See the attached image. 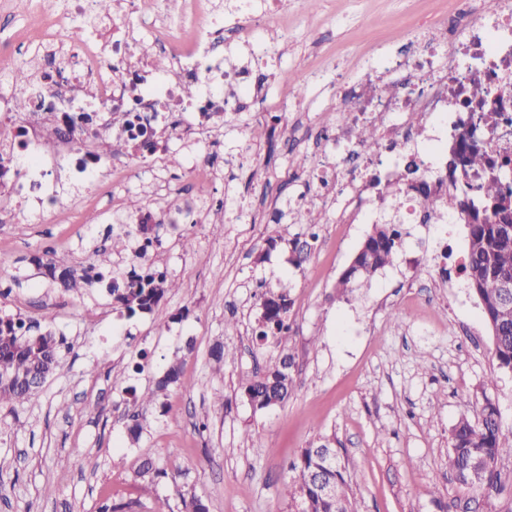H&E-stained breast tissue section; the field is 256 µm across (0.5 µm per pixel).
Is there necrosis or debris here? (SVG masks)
<instances>
[{
  "mask_svg": "<svg viewBox=\"0 0 512 512\" xmlns=\"http://www.w3.org/2000/svg\"><path fill=\"white\" fill-rule=\"evenodd\" d=\"M280 0H237L233 17L237 31L264 50V37L279 12ZM71 15V14H70ZM70 15L52 14L41 30L44 52L39 79L30 90V106L19 112L14 93L0 91V166L12 170L16 158L28 163V181L0 184V208H12L29 194L53 201L47 176L94 151L95 134L134 121L145 128L166 129L165 113L191 111L183 123L185 140H196L214 116L228 105L236 109L272 111L270 89L247 69L224 66V18L211 15L194 31L159 21H146L137 11L124 14L112 29V40L97 44L82 35H68ZM151 36L171 66L154 70L138 55L137 43ZM390 82L392 92L374 95L377 81ZM512 0H498L488 11L484 0H458L443 22L425 26L417 47L401 53L383 71L369 69L348 79L338 94L336 119L315 135L316 173L302 176L301 194H313L321 209L338 224H352L370 215L377 196L366 178L369 166L388 158L386 176L398 178L408 159L421 160L420 180L440 184L464 200L471 212L483 213L480 186L496 182L512 193ZM192 84L199 97L186 107L181 89ZM482 95H473V87ZM428 114L433 133L420 138L413 113ZM69 116L70 138L44 140V123ZM380 134L375 152H365L356 137L361 126ZM479 155L480 169L465 161Z\"/></svg>",
  "mask_w": 512,
  "mask_h": 512,
  "instance_id": "necrosis-or-debris-1",
  "label": "necrosis or debris"
}]
</instances>
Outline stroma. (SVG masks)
<instances>
[{"label":"stroma","instance_id":"obj_1","mask_svg":"<svg viewBox=\"0 0 512 512\" xmlns=\"http://www.w3.org/2000/svg\"><path fill=\"white\" fill-rule=\"evenodd\" d=\"M44 2L63 7L62 0H0V56L28 67ZM451 2L320 0L311 10L304 0H283L266 60L233 34L224 46L228 60L267 76L278 116L225 113L213 150L171 131L167 151L135 157L125 171L120 208L101 193L113 179L105 168L94 187L57 175L64 206L32 200L0 211V278L21 280L0 297V312L40 322L63 341L62 369L39 402L0 406V512H99L108 500L150 507L159 498L183 512L194 495L210 512H288L289 465L325 437L342 450L361 512H512V458L500 461L495 490L462 487L448 472L452 429L460 416L479 419L483 396L497 402L502 428L512 432V372L497 367L480 302L463 279L446 285L439 275L447 247L467 250L465 225H410L393 264L349 292L338 280L371 220L340 225L324 217L311 227L263 211L267 202L287 208L296 194L292 160L312 153L290 140L292 117L302 115L310 135L334 119L305 74L378 67L385 49L411 45ZM258 125L271 129V140L252 141ZM208 151L216 155L213 179L194 170L196 155ZM173 155L180 166L170 165ZM145 213L164 225L155 261L179 284L150 314L127 318L102 285L78 293L53 287L29 262L36 254L85 265L94 250L111 248L119 221ZM216 222L221 232H213ZM313 232L310 259L294 266V240ZM284 283L296 389L286 404L257 410L241 381L277 356L255 341L254 328L262 295ZM230 321L236 330H226ZM219 342L235 355L221 369L209 357ZM143 349L149 363L131 374ZM175 357L183 385L160 397L140 447H128L137 407L126 386L151 388ZM146 448L156 473L141 470Z\"/></svg>","mask_w":512,"mask_h":512}]
</instances>
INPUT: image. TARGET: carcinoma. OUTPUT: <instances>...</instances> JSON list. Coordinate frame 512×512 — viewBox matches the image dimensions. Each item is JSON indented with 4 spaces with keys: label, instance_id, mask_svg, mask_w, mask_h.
<instances>
[{
    "label": "carcinoma",
    "instance_id": "cac0c4a2",
    "mask_svg": "<svg viewBox=\"0 0 512 512\" xmlns=\"http://www.w3.org/2000/svg\"><path fill=\"white\" fill-rule=\"evenodd\" d=\"M0 73L9 76L19 87L31 83L30 71L17 66L8 57H0ZM357 139L364 150L370 152L378 145V132L363 126ZM156 148L157 142L152 138L136 142L116 127L97 137L96 151L90 157L99 162L122 154L152 153ZM483 194L487 202L496 201L498 205L486 211L481 223L469 225V250L461 274L482 304L486 325L495 328L493 344L498 368L512 372V305L501 301L499 288L502 279L512 278V197L501 194L493 183L483 187ZM455 204L453 195L424 194L423 207L438 223L453 213ZM395 219L396 216L387 215L373 225L372 232L342 274L339 287L347 289L359 279L367 282L379 270L392 264L401 246V235L394 228ZM152 231L153 227L144 219L135 224L121 225L120 231L112 235V251H95L91 262L80 269L67 265L62 259L46 262L37 255L30 258V263L50 284L66 291L78 292L108 281L112 301L131 319L152 312L165 294L178 288L177 282L166 272L141 263V259L160 244ZM315 240L317 234L313 233L309 242H293L295 266L299 267L307 260ZM125 251L130 252L125 270L106 278L105 270L113 264L112 255L120 256ZM261 306L263 312L258 320L256 338L286 348L291 308L288 287L283 285L276 292L262 295ZM289 361L290 355L283 354L278 362L253 373V377L242 385L255 409L282 405L291 397L296 382L289 370L283 368ZM60 368V341L52 332L40 331L38 326L27 324L21 318L0 315L1 404L38 402L42 397L44 379ZM174 385H183L182 370L176 361L168 365L148 390L139 394L136 387H127V392L139 400L140 407L131 416V443H139L149 407ZM328 448V442L315 448H305L291 463L293 476L285 489L291 512H359L356 499L349 492L345 463L327 467L322 462V450ZM504 457H512V436L503 432L498 408L485 395L478 421L472 422L463 416L456 423L448 451V469L455 481L464 487L475 491L491 489L500 482L497 466ZM319 469L327 483L341 488L339 498L324 497L311 480V475Z\"/></svg>",
    "mask_w": 512,
    "mask_h": 512
}]
</instances>
